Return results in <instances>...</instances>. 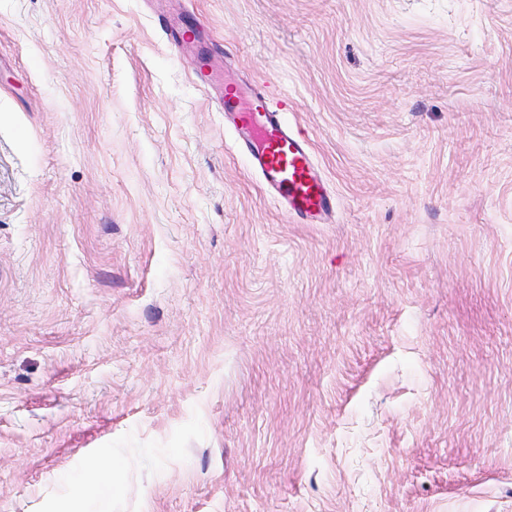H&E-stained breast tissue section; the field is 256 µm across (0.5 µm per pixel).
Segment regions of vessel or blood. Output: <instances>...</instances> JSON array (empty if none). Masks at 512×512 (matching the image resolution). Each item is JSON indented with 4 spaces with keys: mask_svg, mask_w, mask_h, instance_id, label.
I'll return each mask as SVG.
<instances>
[{
    "mask_svg": "<svg viewBox=\"0 0 512 512\" xmlns=\"http://www.w3.org/2000/svg\"><path fill=\"white\" fill-rule=\"evenodd\" d=\"M221 107L225 117L256 135L259 147L251 151L250 164L287 212L304 224L321 222L332 209L327 181L308 142L273 108L266 90L254 87L244 98L236 85H225Z\"/></svg>",
    "mask_w": 512,
    "mask_h": 512,
    "instance_id": "vessel-or-blood-1",
    "label": "vessel or blood"
}]
</instances>
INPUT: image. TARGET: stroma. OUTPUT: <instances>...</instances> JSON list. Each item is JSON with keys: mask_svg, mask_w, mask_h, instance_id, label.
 Listing matches in <instances>:
<instances>
[{"mask_svg": "<svg viewBox=\"0 0 512 512\" xmlns=\"http://www.w3.org/2000/svg\"><path fill=\"white\" fill-rule=\"evenodd\" d=\"M0 512H512V0H0ZM221 108L225 117L256 135L258 150L246 143L250 164L287 212L303 224L321 222L332 209L327 181L313 161L308 142L273 108L266 90L255 86L243 98L236 85L226 84ZM92 474L97 476H104L105 481L93 480L90 486L92 492L104 496L105 491L112 487V461L108 459H98L92 462Z\"/></svg>", "mask_w": 512, "mask_h": 512, "instance_id": "1", "label": "stroma"}]
</instances>
